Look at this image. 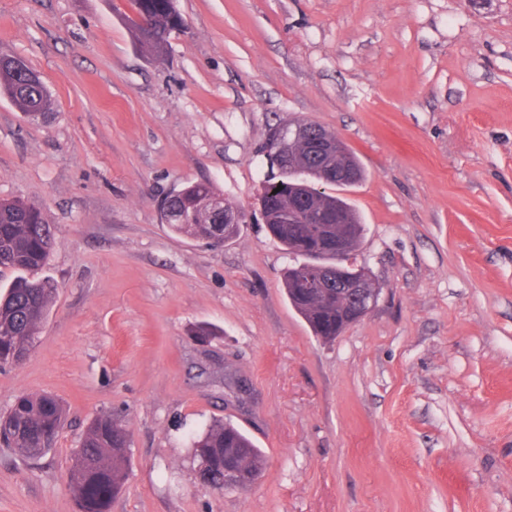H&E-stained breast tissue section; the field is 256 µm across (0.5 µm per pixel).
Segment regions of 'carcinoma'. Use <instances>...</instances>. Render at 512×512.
<instances>
[{"instance_id":"1","label":"carcinoma","mask_w":512,"mask_h":512,"mask_svg":"<svg viewBox=\"0 0 512 512\" xmlns=\"http://www.w3.org/2000/svg\"><path fill=\"white\" fill-rule=\"evenodd\" d=\"M133 13L153 23L145 34L132 26L138 46L156 57L168 50L170 36L179 31L184 20L175 0H130ZM33 70L22 60L0 63V94L10 98L25 113L43 116L52 110L53 96L45 85L32 79ZM293 159L306 170L308 189L318 209L337 216L349 228L351 252L358 251L364 224L354 206L340 194L346 184L356 185L366 173L357 155L349 152L330 164L352 173V179L329 184V190L316 187L320 182V163L310 154L307 143H299ZM219 197L208 181L189 183L162 198V220L177 234L221 244L235 238L242 224L217 219L210 204ZM300 199L288 178L267 176L259 197L260 209L267 218V230L289 254L298 258L284 275V290L290 305L306 321L313 335L325 343L336 340V326L345 323L349 299L336 286L314 294L303 292L301 284L308 276L336 275L330 239L337 224H291L286 218ZM56 240L54 228L45 223L40 208L23 199L0 200V269L23 271L0 295V367L21 363L35 343L41 324L53 302L55 289L30 273L48 263ZM65 410L49 394L18 397L0 413V446L12 448L24 457H38L49 451L58 435ZM192 448L209 449L206 477L212 483L224 480V465L238 459L246 461L261 475L266 465L263 451L238 427L214 420L192 437ZM128 430L107 413L97 415L86 427L81 445L75 449L69 468V489L76 512H111L112 501L126 488L129 477Z\"/></svg>"}]
</instances>
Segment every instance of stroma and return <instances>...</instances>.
<instances>
[{"label": "stroma", "instance_id": "obj_1", "mask_svg": "<svg viewBox=\"0 0 512 512\" xmlns=\"http://www.w3.org/2000/svg\"><path fill=\"white\" fill-rule=\"evenodd\" d=\"M163 62L128 0H0V54L52 90L0 97V198L57 229L38 340L0 370L65 408L52 450L0 447V512H74L88 422L130 434L112 512H512V0H177ZM333 131L366 177L346 198L374 309L334 342L289 305L259 196L267 126ZM213 184L243 227L208 247L160 199ZM216 337L198 343L193 328ZM244 428L249 491L200 486L187 432Z\"/></svg>", "mask_w": 512, "mask_h": 512}]
</instances>
